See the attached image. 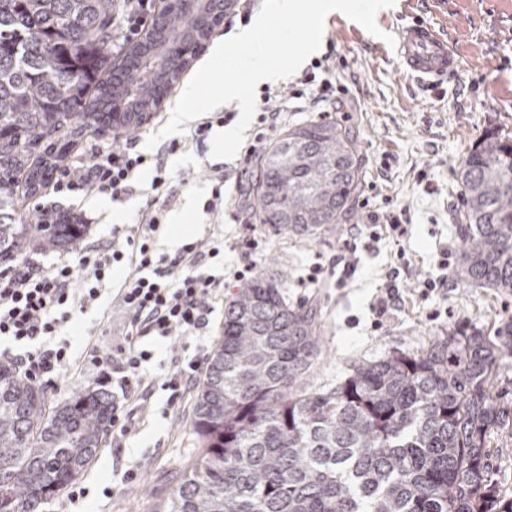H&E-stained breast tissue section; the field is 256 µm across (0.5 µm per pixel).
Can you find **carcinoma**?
Wrapping results in <instances>:
<instances>
[{
    "label": "carcinoma",
    "mask_w": 512,
    "mask_h": 512,
    "mask_svg": "<svg viewBox=\"0 0 512 512\" xmlns=\"http://www.w3.org/2000/svg\"><path fill=\"white\" fill-rule=\"evenodd\" d=\"M126 0H0V258L68 249L82 224H7L13 187L46 186L76 139L141 126L179 75L132 73L139 39L112 51ZM215 24L190 5L163 13L165 45ZM260 224L315 236L352 214L361 188L356 140L338 120L288 128L259 157ZM465 223L457 280L512 293V138L486 136L458 172ZM321 354L314 307L288 302L266 272L224 302V326L197 389L191 427L203 452L151 512H512L489 479L486 435L500 424L488 390L512 358L458 329L417 354L354 367L312 386ZM112 425L100 390L56 402L0 361V512H44L97 457Z\"/></svg>",
    "instance_id": "cac0c4a2"
}]
</instances>
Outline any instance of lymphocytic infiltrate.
Masks as SVG:
<instances>
[{"mask_svg":"<svg viewBox=\"0 0 512 512\" xmlns=\"http://www.w3.org/2000/svg\"><path fill=\"white\" fill-rule=\"evenodd\" d=\"M330 72L326 64L321 74H304L299 88L286 97L280 91L264 89L259 120L266 130L256 135L247 156L262 149L281 114L335 97L337 86L330 80ZM137 143V138L129 135L113 137L105 144L85 140L60 168L52 186L53 200L36 208L41 224L86 223L84 214L62 208L60 197L96 192L120 199L130 194L136 173L150 163L155 172L151 183L154 200L139 210L133 223L113 229L109 245L85 243L78 250L60 252L48 264L24 258L0 269V340L19 346V353L10 357L18 371L48 384L72 362L68 345L55 343V336L74 311L94 306L114 281L115 270H123L120 286L112 295L116 316L112 353L92 357L98 383L113 388L112 445L116 448L137 433L142 414L149 410L144 377L156 349L169 338L193 339L197 345L192 356L171 363L162 376V389L175 401L195 385L207 360V348L200 339L206 334L215 304L226 288L253 276L257 269L253 256L259 246L253 226L241 225L238 247L248 262L219 276L208 273L207 268L223 253L222 238L191 237L174 252H159L156 238L163 229V205L174 199L181 182L170 176L163 160L148 161ZM364 233L375 241L391 237L398 246L397 258L405 257L401 243L408 230L395 215L375 211L368 214L366 225L354 224L347 231L354 241Z\"/></svg>","mask_w":512,"mask_h":512,"instance_id":"obj_1","label":"lymphocytic infiltrate"}]
</instances>
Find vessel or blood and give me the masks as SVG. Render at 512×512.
Segmentation results:
<instances>
[{
  "mask_svg": "<svg viewBox=\"0 0 512 512\" xmlns=\"http://www.w3.org/2000/svg\"><path fill=\"white\" fill-rule=\"evenodd\" d=\"M396 50L404 69L427 82L446 78L458 67L444 30L431 23L417 21L401 27Z\"/></svg>",
  "mask_w": 512,
  "mask_h": 512,
  "instance_id": "obj_1",
  "label": "vessel or blood"
}]
</instances>
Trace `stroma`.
<instances>
[{
  "label": "stroma",
  "mask_w": 512,
  "mask_h": 512,
  "mask_svg": "<svg viewBox=\"0 0 512 512\" xmlns=\"http://www.w3.org/2000/svg\"><path fill=\"white\" fill-rule=\"evenodd\" d=\"M261 6L262 0H234L205 47L161 101L158 116L137 132L142 153L163 158L172 175L190 177L167 207L166 218L185 215L194 234L202 237L222 227L224 254L208 268L215 275L241 261L238 223L253 219L248 192L258 168L239 156L219 163L224 197L237 214L216 220L204 210L211 192L207 175L216 164L210 142L187 143V129L168 134L164 126L195 71L241 25L242 13H255ZM412 21L446 30L459 61L457 74L436 84L422 83L404 70L394 48L380 37L350 18L334 16L324 25L323 39L335 44L336 83L345 89L341 103L323 111L308 107L285 114L280 124L285 130L323 113L342 119L361 147L363 180L355 223H365L371 210L399 211L409 229L405 248L412 276L404 283L405 303L376 330L371 305L386 272L397 263L391 239L358 247L357 269L348 275L331 263L345 250L344 225L314 241L257 225L262 242L258 268L287 275L290 302L318 306L322 353L307 378L314 386L343 382L356 363L378 361L395 351L420 352L462 327L493 339L512 324V294L468 288L453 279L444 302L419 298L414 291L416 279L438 275L437 249L447 248L451 260L459 258L461 162L488 133L512 137V0H395L393 8L376 15L377 26L388 34ZM174 141L180 148L172 153L168 147ZM152 177V167H144L134 192L103 208L97 207L94 194L66 197L62 204L91 219L90 243L108 242L114 225L130 223L149 201ZM316 266L323 269L319 284L299 286V278ZM111 314L112 302L105 296L64 328L60 338L70 344L77 365L49 386L50 397L61 400L96 387L90 348L95 345L101 354L110 353ZM492 382L505 425L487 435L486 447L493 484L500 495L512 499L511 358L496 363ZM167 398L166 391L155 390L150 398L153 411L143 418L139 432L126 439L124 447L102 449L80 477L87 489L85 498L73 504L58 497L45 512H149L154 502L167 496L201 453L191 429L192 397L170 410L165 407ZM106 487L113 488L112 497H103Z\"/></svg>",
  "instance_id": "1"
}]
</instances>
